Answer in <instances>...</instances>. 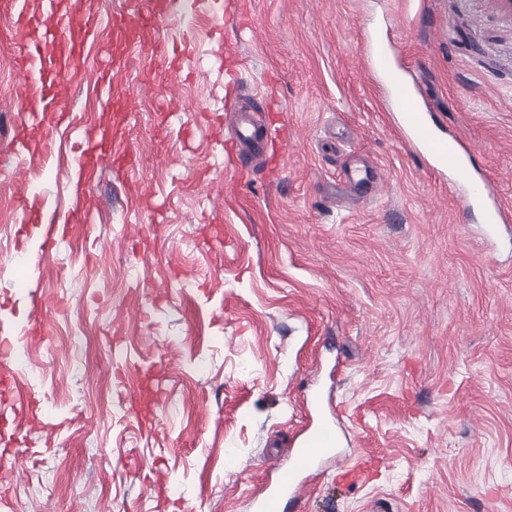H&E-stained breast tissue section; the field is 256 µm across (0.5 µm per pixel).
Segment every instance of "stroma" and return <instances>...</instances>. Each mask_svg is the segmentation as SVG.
Returning a JSON list of instances; mask_svg holds the SVG:
<instances>
[{"instance_id":"1","label":"stroma","mask_w":512,"mask_h":512,"mask_svg":"<svg viewBox=\"0 0 512 512\" xmlns=\"http://www.w3.org/2000/svg\"><path fill=\"white\" fill-rule=\"evenodd\" d=\"M88 77L47 151L0 99V337L48 426L0 512H250L333 394L339 458L291 512H512V235L493 259L458 189L404 142L366 70L388 46L441 137L512 208V11L499 0H170ZM121 98L125 111L113 109ZM267 143L248 170L235 119ZM131 166L81 171L83 128ZM84 177L87 224L67 223ZM64 225L43 249L19 187ZM40 335H28L32 304ZM166 371L159 434L127 394ZM162 493L149 489L154 472Z\"/></svg>"}]
</instances>
